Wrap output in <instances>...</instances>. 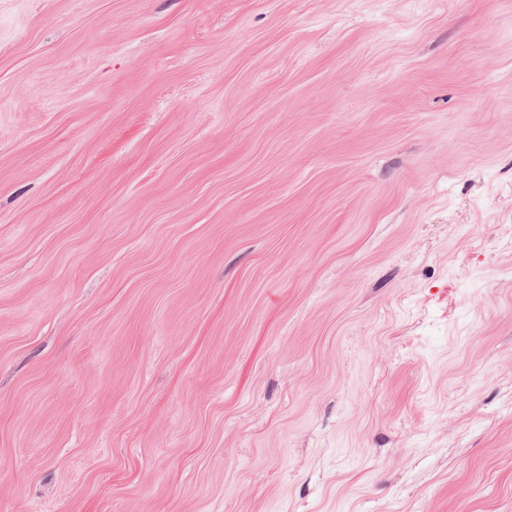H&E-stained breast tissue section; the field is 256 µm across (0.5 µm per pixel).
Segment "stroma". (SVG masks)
<instances>
[{
	"label": "stroma",
	"mask_w": 512,
	"mask_h": 512,
	"mask_svg": "<svg viewBox=\"0 0 512 512\" xmlns=\"http://www.w3.org/2000/svg\"><path fill=\"white\" fill-rule=\"evenodd\" d=\"M0 512H512V0H0Z\"/></svg>",
	"instance_id": "obj_1"
}]
</instances>
